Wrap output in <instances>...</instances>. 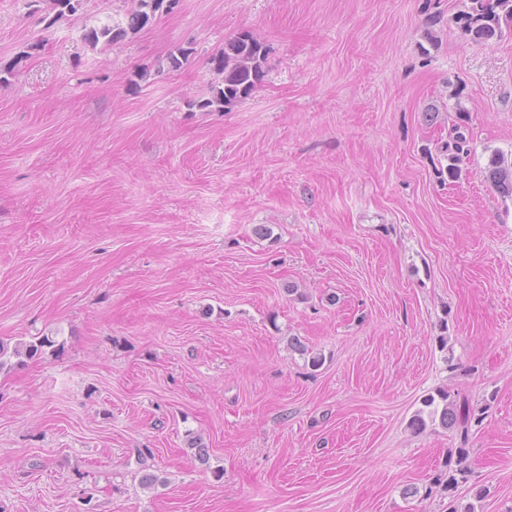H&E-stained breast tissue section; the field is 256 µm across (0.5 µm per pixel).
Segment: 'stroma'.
<instances>
[{"label": "stroma", "instance_id": "obj_1", "mask_svg": "<svg viewBox=\"0 0 512 512\" xmlns=\"http://www.w3.org/2000/svg\"><path fill=\"white\" fill-rule=\"evenodd\" d=\"M468 4L182 0L95 48L127 0H0V341L56 342L0 370V512H512V37ZM241 31L262 86L188 111ZM440 390L483 417L451 497L454 432L409 427ZM50 11L40 18V23L45 22V28L50 29L56 24L74 16L83 5L84 0H49ZM52 14L51 16H49ZM469 4L455 17L464 38L485 41L512 36V0H469ZM451 121L448 142L442 147L448 157V178L458 179L461 175L464 158L471 153L470 138L467 131V122L461 113ZM486 180L499 195L512 200V156L508 159L503 152H494L485 168Z\"/></svg>", "mask_w": 512, "mask_h": 512}]
</instances>
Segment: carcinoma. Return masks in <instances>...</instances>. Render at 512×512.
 I'll return each mask as SVG.
<instances>
[{"label":"carcinoma","instance_id":"cac0c4a2","mask_svg":"<svg viewBox=\"0 0 512 512\" xmlns=\"http://www.w3.org/2000/svg\"><path fill=\"white\" fill-rule=\"evenodd\" d=\"M84 0H50V14L40 18L45 29L75 15ZM131 8L126 13L125 23L114 24L108 20L82 34V40L92 46L103 44L110 46L124 40L129 33L137 32L147 26L160 14L171 9L165 6V0H130ZM461 35L475 41L500 39L512 36V0H469L467 10L455 17ZM192 48L176 46L159 60L158 69L167 68L177 71L188 63ZM32 56L22 51L11 64L0 68V84L10 83V79L21 72L23 65ZM267 49L247 31L241 32L224 41V47L207 58L209 70L221 75L222 80L209 87L208 92L198 98L187 101L189 110L202 112H229L250 97L264 81V64ZM448 157V179L460 177L464 158L471 153L467 122L462 114L451 121L448 142L443 146ZM486 180L491 183L499 195L512 199V158L502 152H495L485 168ZM54 346V341L43 337L35 342L19 343L8 348L0 342V369L8 364L12 357L33 358L45 347ZM423 408L411 419L410 427L419 431L426 427L427 421H439L442 426L456 431L461 447L448 451L445 466L448 478L444 492L450 494L459 484L468 480L467 464L469 450L464 448L472 423H481L482 418L475 415L466 405H458L450 399L447 391H437L422 401Z\"/></svg>","mask_w":512,"mask_h":512}]
</instances>
